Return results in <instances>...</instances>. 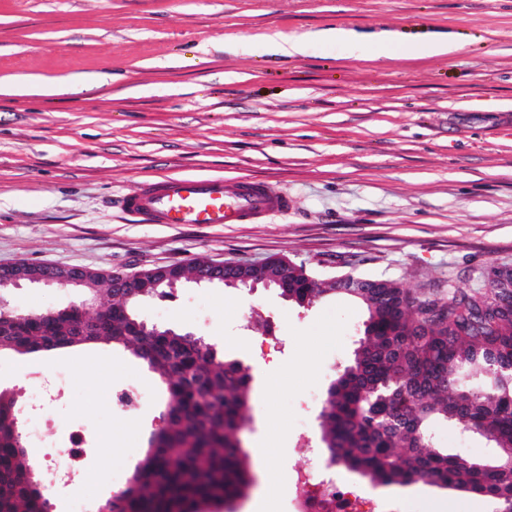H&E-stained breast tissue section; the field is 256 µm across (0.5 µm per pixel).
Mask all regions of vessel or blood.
Wrapping results in <instances>:
<instances>
[{"mask_svg":"<svg viewBox=\"0 0 512 512\" xmlns=\"http://www.w3.org/2000/svg\"><path fill=\"white\" fill-rule=\"evenodd\" d=\"M293 204L262 181L170 179L143 185L123 199L150 224H253Z\"/></svg>","mask_w":512,"mask_h":512,"instance_id":"vessel-or-blood-1","label":"vessel or blood"}]
</instances>
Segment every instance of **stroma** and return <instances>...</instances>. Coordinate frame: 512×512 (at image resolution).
Here are the masks:
<instances>
[{
	"label": "stroma",
	"mask_w": 512,
	"mask_h": 512,
	"mask_svg": "<svg viewBox=\"0 0 512 512\" xmlns=\"http://www.w3.org/2000/svg\"><path fill=\"white\" fill-rule=\"evenodd\" d=\"M334 28L357 45L315 39ZM449 40L416 57L411 45ZM300 41L286 56L279 44ZM105 74L90 89L37 91ZM260 180L294 202L255 224H147L120 196L169 177ZM283 257L327 277L352 273L410 291L471 286L512 265V0H0V266L103 271ZM80 288L22 285L17 314L85 300ZM146 323L205 337L254 376L242 431L254 482L234 512H289L301 465L295 420L352 354L361 305L330 295L301 307L259 287L186 283L144 301ZM67 367L57 417L98 437L84 491L125 487L168 408L164 383L130 351L99 342L55 353L0 352V391L20 371ZM150 385L128 418L104 397ZM449 452L488 455L484 438L438 422ZM342 478L394 512H500L474 492Z\"/></svg>",
	"instance_id": "35a3bbf8"
}]
</instances>
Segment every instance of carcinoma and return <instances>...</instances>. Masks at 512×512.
<instances>
[{
  "instance_id": "cac0c4a2",
  "label": "carcinoma",
  "mask_w": 512,
  "mask_h": 512,
  "mask_svg": "<svg viewBox=\"0 0 512 512\" xmlns=\"http://www.w3.org/2000/svg\"><path fill=\"white\" fill-rule=\"evenodd\" d=\"M207 263L198 259L158 284L141 273L140 295L105 320L18 319L0 310V345L19 354L49 352L105 341L122 345L166 384L169 405L138 477L114 504L117 512H193L229 503L252 477L241 432L251 421V368L227 360L202 336L177 332L143 336L137 303L165 295ZM350 290L345 278L319 279L310 271L289 282L288 300L309 305L345 294L366 312L352 358L326 392L320 428L333 463L373 484L423 482L482 493L512 512V265H490L468 291L411 293L397 282L366 279ZM16 400L0 392V512H49L50 501L28 463ZM483 437L485 460L449 454L433 435L437 420Z\"/></svg>"
}]
</instances>
